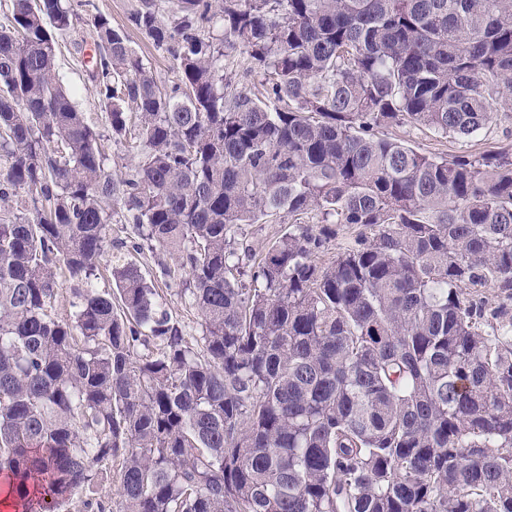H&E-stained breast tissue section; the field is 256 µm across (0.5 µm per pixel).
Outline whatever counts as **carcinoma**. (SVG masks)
<instances>
[{
  "label": "carcinoma",
  "mask_w": 512,
  "mask_h": 512,
  "mask_svg": "<svg viewBox=\"0 0 512 512\" xmlns=\"http://www.w3.org/2000/svg\"><path fill=\"white\" fill-rule=\"evenodd\" d=\"M168 2L129 22L169 90L91 16L100 127L57 73L66 0L3 12L0 479L26 512L113 466L119 512H512V319L482 300L512 299V152L390 133L493 121L512 0ZM226 47L260 86L224 74ZM114 224L176 255L198 338L109 262ZM246 224L284 228L258 252Z\"/></svg>",
  "instance_id": "1"
}]
</instances>
